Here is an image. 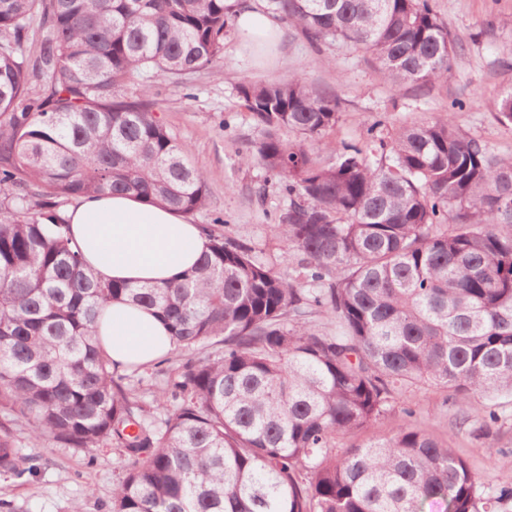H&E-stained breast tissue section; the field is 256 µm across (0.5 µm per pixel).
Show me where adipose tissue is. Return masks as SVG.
<instances>
[{
    "mask_svg": "<svg viewBox=\"0 0 512 512\" xmlns=\"http://www.w3.org/2000/svg\"><path fill=\"white\" fill-rule=\"evenodd\" d=\"M266 13L241 7L235 13L239 45L276 38ZM84 262L104 280L164 285L196 264L206 238L199 225L174 210L132 194L78 199L66 212ZM101 347L118 369L150 365L171 350L169 330L154 310L123 302L107 305L96 325Z\"/></svg>",
    "mask_w": 512,
    "mask_h": 512,
    "instance_id": "ef3b65f1",
    "label": "adipose tissue"
}]
</instances>
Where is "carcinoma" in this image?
<instances>
[{
	"label": "carcinoma",
	"mask_w": 512,
	"mask_h": 512,
	"mask_svg": "<svg viewBox=\"0 0 512 512\" xmlns=\"http://www.w3.org/2000/svg\"><path fill=\"white\" fill-rule=\"evenodd\" d=\"M313 40L372 56L395 86L447 78L455 42L432 0H267ZM228 0H0V474L34 486L17 429L88 458L114 448L108 512H508L512 476L486 485L405 423L336 448L421 384L441 386L489 442L512 394V155L448 113L366 144L324 140L339 101L298 77L242 82L265 136L243 157L288 194L274 218L299 278L205 226L191 274L163 287L85 267L61 200L132 193L185 216L208 203L188 146L157 118L156 75L216 70ZM46 34L27 51L31 26ZM512 125V91L490 104ZM286 129L294 140L281 137ZM333 153L321 164L310 147ZM127 299L197 354L147 401L101 350V307ZM336 328L319 330L313 317Z\"/></svg>",
	"instance_id": "cac0c4a2"
}]
</instances>
